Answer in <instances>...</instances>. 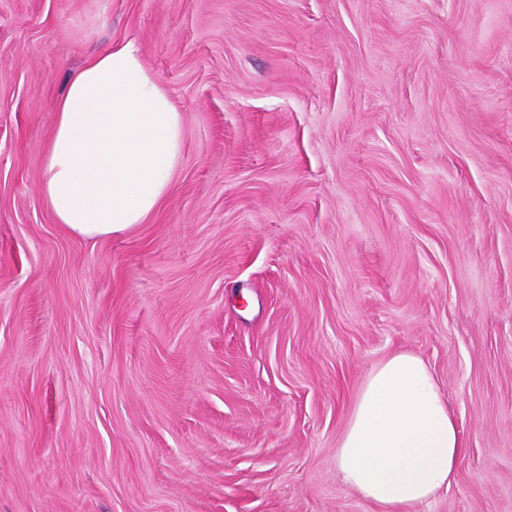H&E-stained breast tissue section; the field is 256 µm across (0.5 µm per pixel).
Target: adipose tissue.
<instances>
[{
	"label": "adipose tissue",
	"mask_w": 512,
	"mask_h": 512,
	"mask_svg": "<svg viewBox=\"0 0 512 512\" xmlns=\"http://www.w3.org/2000/svg\"><path fill=\"white\" fill-rule=\"evenodd\" d=\"M183 149L182 116L135 42L90 58L56 100L39 190L83 238L142 223L165 198ZM465 451L445 396L408 352L368 373L336 451L342 481L382 512H414L448 488Z\"/></svg>",
	"instance_id": "obj_1"
}]
</instances>
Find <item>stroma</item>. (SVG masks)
<instances>
[{"label":"stroma","instance_id":"stroma-1","mask_svg":"<svg viewBox=\"0 0 512 512\" xmlns=\"http://www.w3.org/2000/svg\"><path fill=\"white\" fill-rule=\"evenodd\" d=\"M129 39L183 156L85 239L44 145ZM399 351L465 442L415 512H512V0H0V512H378L336 449Z\"/></svg>","mask_w":512,"mask_h":512}]
</instances>
